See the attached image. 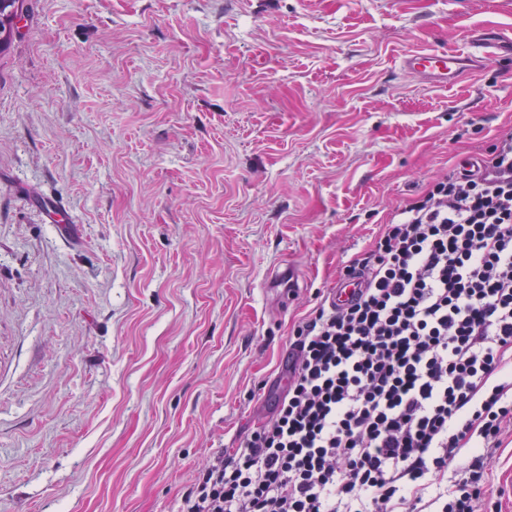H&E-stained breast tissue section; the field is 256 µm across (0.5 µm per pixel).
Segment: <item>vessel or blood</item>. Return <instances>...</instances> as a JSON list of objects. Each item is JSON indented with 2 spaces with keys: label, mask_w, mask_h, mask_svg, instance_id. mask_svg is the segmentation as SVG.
<instances>
[{
  "label": "vessel or blood",
  "mask_w": 512,
  "mask_h": 512,
  "mask_svg": "<svg viewBox=\"0 0 512 512\" xmlns=\"http://www.w3.org/2000/svg\"><path fill=\"white\" fill-rule=\"evenodd\" d=\"M492 57L512 60V33L477 27L469 30L463 50H412L399 58L398 65L406 73L445 86L456 83L464 74L479 71L482 62Z\"/></svg>",
  "instance_id": "obj_1"
}]
</instances>
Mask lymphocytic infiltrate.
Returning <instances> with one entry per match:
<instances>
[{"mask_svg":"<svg viewBox=\"0 0 512 512\" xmlns=\"http://www.w3.org/2000/svg\"><path fill=\"white\" fill-rule=\"evenodd\" d=\"M342 279L349 299L294 327L270 416L182 512H480L512 428V133L407 199Z\"/></svg>","mask_w":512,"mask_h":512,"instance_id":"f902f5d3","label":"lymphocytic infiltrate"}]
</instances>
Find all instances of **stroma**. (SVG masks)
<instances>
[{"instance_id":"stroma-1","label":"stroma","mask_w":512,"mask_h":512,"mask_svg":"<svg viewBox=\"0 0 512 512\" xmlns=\"http://www.w3.org/2000/svg\"><path fill=\"white\" fill-rule=\"evenodd\" d=\"M477 26L512 29V0H24L0 53V512H181L268 416L293 324L512 131L511 61L397 70ZM495 459L484 510L512 512V436Z\"/></svg>"}]
</instances>
